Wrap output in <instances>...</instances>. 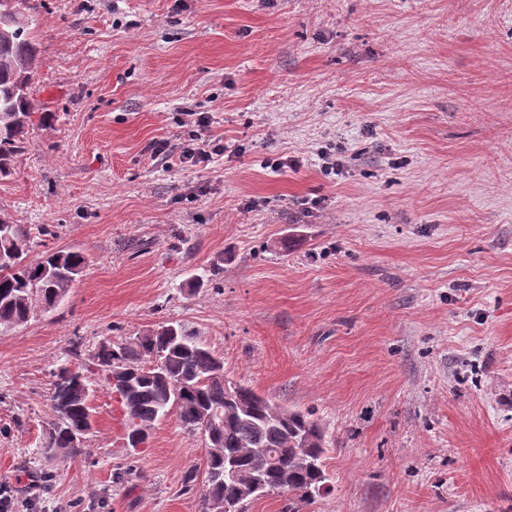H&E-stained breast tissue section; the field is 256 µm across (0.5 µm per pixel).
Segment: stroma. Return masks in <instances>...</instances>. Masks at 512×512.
I'll return each mask as SVG.
<instances>
[{"mask_svg": "<svg viewBox=\"0 0 512 512\" xmlns=\"http://www.w3.org/2000/svg\"><path fill=\"white\" fill-rule=\"evenodd\" d=\"M36 15L34 99L56 118L0 179V215L89 263L57 308L0 330V484L23 512H201V436L170 415L123 448L99 382L82 457L39 452L72 346L171 321L334 441L328 493L248 512H512V0ZM187 112L225 151L166 166L151 145L188 143Z\"/></svg>", "mask_w": 512, "mask_h": 512, "instance_id": "stroma-1", "label": "stroma"}]
</instances>
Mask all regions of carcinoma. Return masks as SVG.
Here are the masks:
<instances>
[{
	"label": "carcinoma",
	"instance_id": "1",
	"mask_svg": "<svg viewBox=\"0 0 512 512\" xmlns=\"http://www.w3.org/2000/svg\"><path fill=\"white\" fill-rule=\"evenodd\" d=\"M14 24L0 36V177L12 174L27 147L35 102L38 46L33 36L36 7L10 0ZM33 239L21 224L0 215V328L26 323L35 308L58 306L81 277L87 256L76 250L44 252L34 258ZM127 375L122 386L110 374ZM97 377L116 402L124 421L125 447L147 443L152 429L173 413L179 424L205 441L202 512H224L255 496L311 500L329 489L326 431L314 413L288 409L235 383L224 361L173 323L167 322L128 343H101L76 368L62 363L49 393L52 421L40 453L68 463L82 454L73 441L95 416L90 377ZM271 461L259 465L258 449Z\"/></svg>",
	"mask_w": 512,
	"mask_h": 512
}]
</instances>
